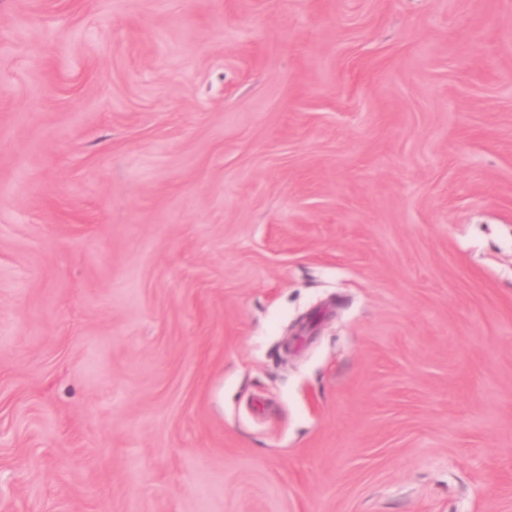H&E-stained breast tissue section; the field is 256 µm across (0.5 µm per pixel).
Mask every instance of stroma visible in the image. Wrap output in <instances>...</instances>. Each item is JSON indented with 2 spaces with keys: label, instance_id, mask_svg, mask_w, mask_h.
I'll return each instance as SVG.
<instances>
[{
  "label": "stroma",
  "instance_id": "1",
  "mask_svg": "<svg viewBox=\"0 0 512 512\" xmlns=\"http://www.w3.org/2000/svg\"><path fill=\"white\" fill-rule=\"evenodd\" d=\"M0 512H512V0H0Z\"/></svg>",
  "mask_w": 512,
  "mask_h": 512
}]
</instances>
